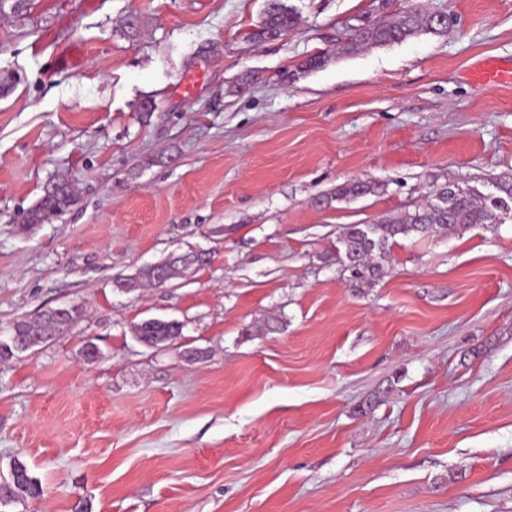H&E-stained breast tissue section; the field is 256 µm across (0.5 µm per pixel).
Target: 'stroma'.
I'll list each match as a JSON object with an SVG mask.
<instances>
[{
	"label": "stroma",
	"instance_id": "1",
	"mask_svg": "<svg viewBox=\"0 0 512 512\" xmlns=\"http://www.w3.org/2000/svg\"><path fill=\"white\" fill-rule=\"evenodd\" d=\"M422 2L447 32L343 57L374 0H283L298 24L260 46L266 0L0 15V339L83 310L0 359V475L43 487L0 512H512V221L399 239L370 288L337 258L434 186L512 181V86L470 77L512 62V0ZM60 175L75 204L25 227ZM352 180L384 190L334 199ZM193 247L187 277L115 288ZM148 318L183 334L149 348ZM73 326L72 323L68 325L59 324L46 309L35 319L17 320L12 326L11 336L18 338L20 342L26 344L27 350H30L46 342L57 332L71 329Z\"/></svg>",
	"mask_w": 512,
	"mask_h": 512
}]
</instances>
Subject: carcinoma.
I'll use <instances>...</instances> for the list:
<instances>
[{
  "label": "carcinoma",
  "instance_id": "cac0c4a2",
  "mask_svg": "<svg viewBox=\"0 0 512 512\" xmlns=\"http://www.w3.org/2000/svg\"><path fill=\"white\" fill-rule=\"evenodd\" d=\"M394 0H377L375 15L357 16L355 23L346 24L343 50L355 51L362 47L385 46L401 43L422 31L443 33L448 21L441 13H428L413 4L392 19L388 10ZM296 26V17L280 0H269L265 20L258 29L247 34L246 39L260 44L277 39ZM382 185L374 182L352 181L336 188L339 199H353L374 194ZM497 194L480 195L473 190L455 185H443L432 191L434 201L418 206L402 216L383 217L369 224H349L339 238L338 252L358 287L373 285L387 274L391 261V248L399 237L410 235L421 238L451 236L461 233L475 224H501L512 217V182L496 184ZM75 203L69 181L59 177L53 187L26 213L24 223L33 226L61 214ZM72 328L62 325L48 311H42L34 319H20L12 326V336L32 349L56 333ZM183 323L168 320L151 324L134 325V335L148 347L164 339L176 340L182 335ZM42 487L33 477L27 465L15 459L9 476L0 481V505L27 498H37Z\"/></svg>",
  "mask_w": 512,
  "mask_h": 512
}]
</instances>
